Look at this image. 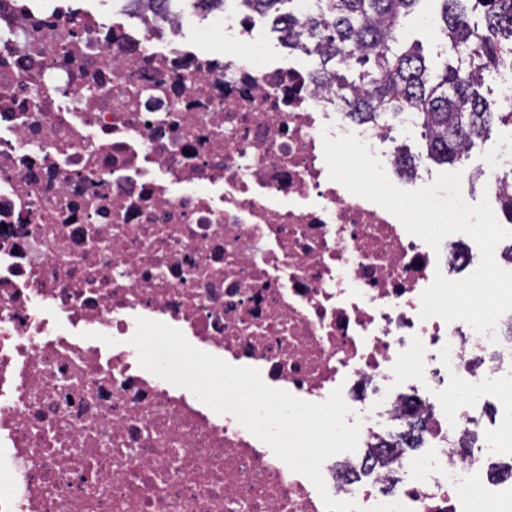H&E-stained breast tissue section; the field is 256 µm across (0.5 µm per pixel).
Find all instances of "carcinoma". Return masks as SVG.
Wrapping results in <instances>:
<instances>
[{
    "label": "carcinoma",
    "mask_w": 512,
    "mask_h": 512,
    "mask_svg": "<svg viewBox=\"0 0 512 512\" xmlns=\"http://www.w3.org/2000/svg\"><path fill=\"white\" fill-rule=\"evenodd\" d=\"M246 2L273 16L274 24H287L288 49L320 58L321 77L335 82L351 117L376 122L407 111L421 119L428 155L437 163L463 164L494 124L512 125V112L491 110L478 92L488 61L512 57V0H439L449 59L440 73L400 31L402 19L424 0H328L302 39L294 37L293 11L280 12L292 0Z\"/></svg>",
    "instance_id": "1"
}]
</instances>
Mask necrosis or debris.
<instances>
[{
  "label": "necrosis or debris",
  "instance_id": "necrosis-or-debris-1",
  "mask_svg": "<svg viewBox=\"0 0 512 512\" xmlns=\"http://www.w3.org/2000/svg\"><path fill=\"white\" fill-rule=\"evenodd\" d=\"M326 134L401 189L428 179L306 54L270 55L242 0H0V512H326L233 415L140 366L141 318L304 401L342 388L361 451L323 463L332 498L468 512L512 444V404L480 425L512 393V336L420 319L475 254L437 256L330 180ZM505 168L512 139L476 172L500 202Z\"/></svg>",
  "mask_w": 512,
  "mask_h": 512
}]
</instances>
